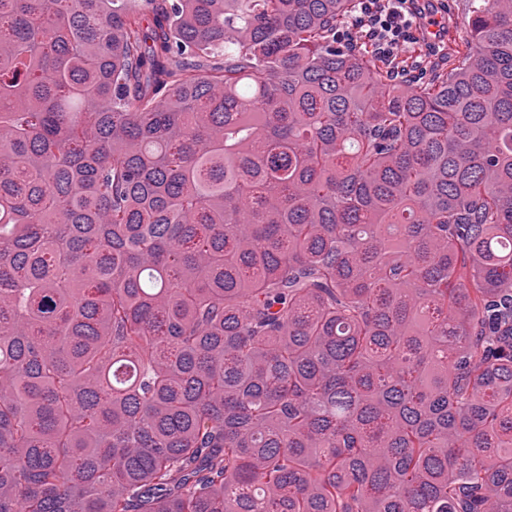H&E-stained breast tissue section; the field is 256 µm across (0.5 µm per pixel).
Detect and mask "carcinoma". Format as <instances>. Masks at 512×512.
<instances>
[{
    "label": "carcinoma",
    "mask_w": 512,
    "mask_h": 512,
    "mask_svg": "<svg viewBox=\"0 0 512 512\" xmlns=\"http://www.w3.org/2000/svg\"><path fill=\"white\" fill-rule=\"evenodd\" d=\"M409 87L357 0H0V512H512V0Z\"/></svg>",
    "instance_id": "1"
}]
</instances>
